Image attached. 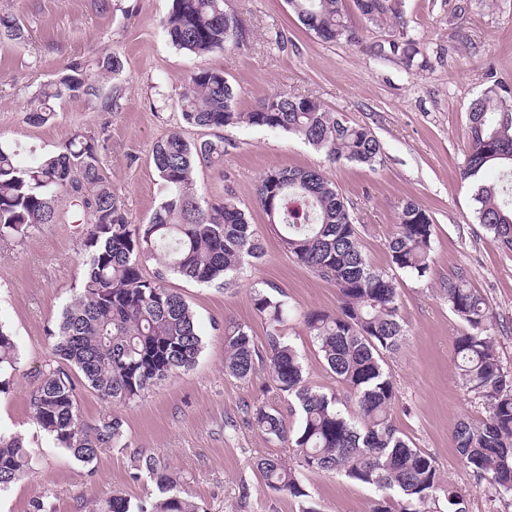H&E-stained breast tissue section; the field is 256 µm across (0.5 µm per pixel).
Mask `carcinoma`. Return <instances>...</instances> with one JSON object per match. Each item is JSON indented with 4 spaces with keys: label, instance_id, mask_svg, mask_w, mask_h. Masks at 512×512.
<instances>
[{
    "label": "carcinoma",
    "instance_id": "1",
    "mask_svg": "<svg viewBox=\"0 0 512 512\" xmlns=\"http://www.w3.org/2000/svg\"><path fill=\"white\" fill-rule=\"evenodd\" d=\"M163 27L179 50L201 56L241 47L250 40L245 21L224 11V0H170ZM300 24L328 43H354L344 0H288ZM370 24L398 36L374 45L380 56L398 57L408 69L423 66L416 42L404 28V0H354ZM0 40L23 41L25 28L13 12L0 13ZM122 61L102 52L92 62L71 61L44 85L29 119L46 122L51 102L66 95L97 100L103 112L119 109L102 95L101 80ZM236 91L224 72H191L181 98V119L214 138L191 142L171 132L153 146L152 164L162 199L145 224L132 223L124 197L104 173L105 139L82 132L63 149L29 163L0 145V244L21 241L46 224H73L86 254L82 281L50 330L61 364L42 374L31 395L36 423L75 461L91 464L101 449L116 446L124 420L105 416L95 427L79 419L77 371L98 396L130 403L170 376L191 370L202 352L196 316L168 277L226 286L261 259L264 247L248 213L232 194L201 203L197 170L224 161L230 142L220 135L241 125L284 131L321 151L330 161L373 166L381 145L367 125L350 123L309 96L277 92L249 112L235 107ZM464 176L477 182V223L492 240L512 251V100L492 84L467 113ZM257 199L283 248L299 263L334 284L336 311L311 310L303 324L349 396L327 395L305 376L301 357L287 342L288 304L273 284L254 289L253 306L266 327L265 344L250 329L224 322V369L239 379L256 365L268 368L276 391L299 413L297 427L265 403L246 404L244 421L268 440L288 441L290 461L261 458L256 469L269 490L293 497L300 512H316L303 482L308 473L336 472L374 491L370 512H467L442 482L435 460L411 446L395 426V386L385 357L405 335L393 276L368 264L348 202L315 168H272L260 177ZM435 233L430 212L419 203L401 204L389 242L392 264L417 278L426 276ZM160 262L148 278L144 264ZM449 310L466 329L453 339L454 365L462 384L486 406L480 420L463 419L454 430L458 459L505 501H512V378L501 367L489 332V304L460 271L444 287ZM18 353L0 324V392L17 370ZM36 469L21 436L0 431V492ZM159 495L131 507L120 492L98 498L93 512H205L177 473L151 456L137 458Z\"/></svg>",
    "mask_w": 512,
    "mask_h": 512
}]
</instances>
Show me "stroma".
Wrapping results in <instances>:
<instances>
[{
	"instance_id": "1",
	"label": "stroma",
	"mask_w": 512,
	"mask_h": 512,
	"mask_svg": "<svg viewBox=\"0 0 512 512\" xmlns=\"http://www.w3.org/2000/svg\"><path fill=\"white\" fill-rule=\"evenodd\" d=\"M169 8L170 0H112L104 12L96 0H0V10L17 13L28 34L21 43L0 42V144L27 160L57 152L74 131L105 133V171L121 189L132 221L145 223L161 201L151 161L154 143L173 131L198 141L213 136L183 127L181 120L188 76L206 68L223 71L236 87L239 111L285 91L314 97L345 120L370 126L383 146L382 161L372 168L333 162L282 131L224 129L235 147L222 166L198 171V192L206 200L233 193L247 207L265 254L224 288L169 279V288L194 310L202 337L203 351L191 371L125 405L107 403L77 383L85 425L109 414L125 422V447L102 449L88 466L56 447L35 423L30 405L54 361L47 330L83 275L85 252L69 224H48L0 246V323L19 350L18 369L0 393V430L21 435L37 460L36 474L0 493V512H28L30 502L46 493L55 512H92L95 499L115 490L134 504L153 499L155 484L133 476L140 455L181 474L204 512H300L297 500L267 489L256 471L259 458H288L287 445L245 425L241 413L247 402L287 410V399L264 366L246 380L224 371L225 322L248 326L256 342L264 343L265 325L252 295L254 288L273 284L285 294L286 339L301 355L310 382L329 395L343 391L301 323L306 311L336 310L338 291L283 249L257 202L258 180L273 167L321 171L360 224L359 242L370 265L397 280L406 335L387 355L386 368L396 389L392 419L402 436L434 458L467 512H512L458 460L457 423L481 419L486 409L456 375L452 341L464 326L443 294L448 276L465 271L490 304V332L502 366L512 373V251L493 243L476 223V185L462 177L471 102L491 83L512 87V0H404V32L424 58L413 69L375 56L371 47L386 34L359 16L351 18L357 43H325L300 27L287 0H224L225 11L248 24L249 43L194 57L168 41L162 21ZM103 50L124 63L119 75L102 83L103 93L118 95V111L65 96L55 101L46 123L28 120L44 84L68 62L93 60ZM407 199L422 204L435 222L430 270L421 280L397 270L388 248ZM306 484L318 512H369L372 491L344 476L314 474Z\"/></svg>"
}]
</instances>
